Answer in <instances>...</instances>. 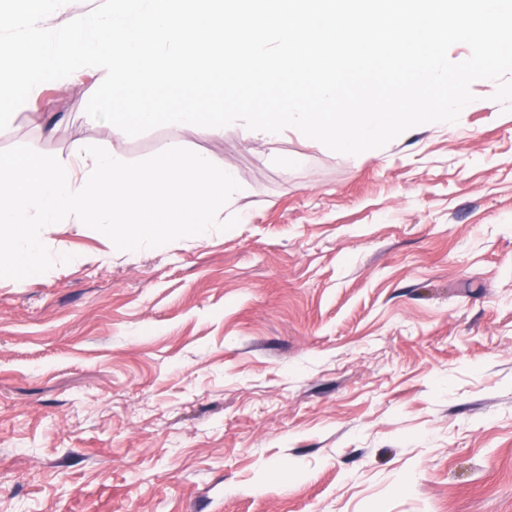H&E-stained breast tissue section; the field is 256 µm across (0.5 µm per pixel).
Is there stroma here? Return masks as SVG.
<instances>
[{
    "instance_id": "1",
    "label": "stroma",
    "mask_w": 512,
    "mask_h": 512,
    "mask_svg": "<svg viewBox=\"0 0 512 512\" xmlns=\"http://www.w3.org/2000/svg\"><path fill=\"white\" fill-rule=\"evenodd\" d=\"M94 68L33 91L0 150L173 141L231 165L243 219L0 278V512H512V113L356 156L85 111Z\"/></svg>"
}]
</instances>
